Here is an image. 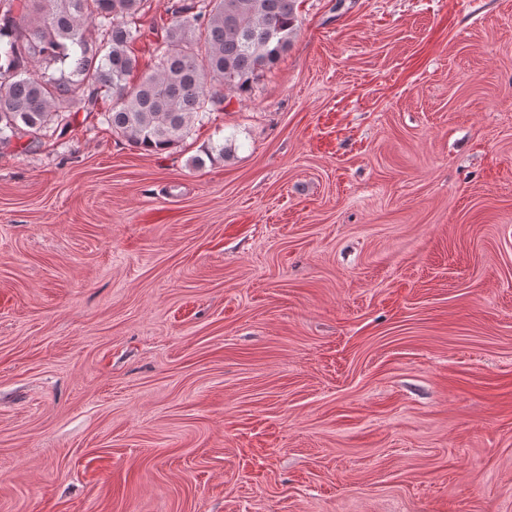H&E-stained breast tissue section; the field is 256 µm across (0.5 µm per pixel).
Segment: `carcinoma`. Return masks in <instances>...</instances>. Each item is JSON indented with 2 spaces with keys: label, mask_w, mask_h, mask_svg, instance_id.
<instances>
[{
  "label": "carcinoma",
  "mask_w": 512,
  "mask_h": 512,
  "mask_svg": "<svg viewBox=\"0 0 512 512\" xmlns=\"http://www.w3.org/2000/svg\"><path fill=\"white\" fill-rule=\"evenodd\" d=\"M0 16V144L66 129L99 111L129 146L165 151L204 123L230 93H246L285 53L298 28V0H176L155 47L156 69H139L132 45L143 0H6ZM55 66L50 73L41 65ZM222 142L193 162L223 158Z\"/></svg>",
  "instance_id": "1"
}]
</instances>
